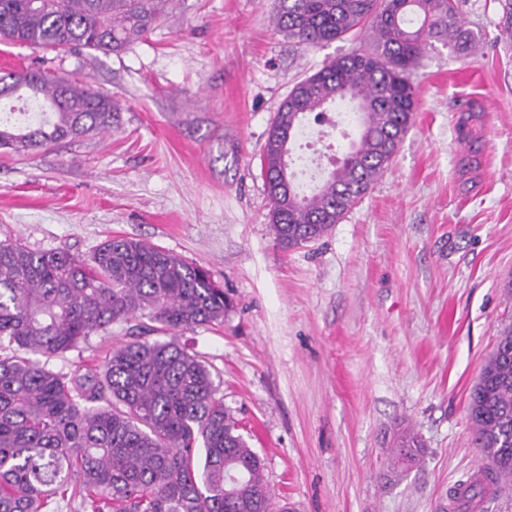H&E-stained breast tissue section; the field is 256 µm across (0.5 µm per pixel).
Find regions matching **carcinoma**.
<instances>
[{"label":"carcinoma","mask_w":512,"mask_h":512,"mask_svg":"<svg viewBox=\"0 0 512 512\" xmlns=\"http://www.w3.org/2000/svg\"><path fill=\"white\" fill-rule=\"evenodd\" d=\"M172 0H0V40L51 50L119 52L150 31ZM275 29L306 48L365 28L352 52L297 82L267 132L261 172L269 229L296 247L324 236L389 166L414 120L411 75L434 40L472 42L457 0H279ZM41 112L0 120V148L29 153L107 133L112 95L39 67L9 73ZM355 103L358 143L310 194L290 171L289 144L308 114ZM211 274L153 245L113 237L90 259L0 241V512H273L258 453L240 433L210 370L177 343L135 339L97 367L55 371L48 360L136 317L181 330L224 321ZM472 443L489 461L457 484L469 505L512 481V327L470 392ZM392 466L419 462L418 435L394 438Z\"/></svg>","instance_id":"cac0c4a2"}]
</instances>
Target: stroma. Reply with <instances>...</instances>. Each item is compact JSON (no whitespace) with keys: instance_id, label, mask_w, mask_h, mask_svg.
Listing matches in <instances>:
<instances>
[{"instance_id":"obj_1","label":"stroma","mask_w":512,"mask_h":512,"mask_svg":"<svg viewBox=\"0 0 512 512\" xmlns=\"http://www.w3.org/2000/svg\"><path fill=\"white\" fill-rule=\"evenodd\" d=\"M278 0H174L118 53L0 43V68L41 67L114 96L104 135L0 151V240L90 257L141 240L204 267L222 323L147 333L195 353L293 512H437L485 465L469 394L512 324V36L498 0H458L475 49L435 43L391 165L317 241L283 248L261 175L293 85L373 45L306 48L277 31ZM127 323L50 360L70 372L129 342ZM411 427L420 462L386 480Z\"/></svg>"}]
</instances>
